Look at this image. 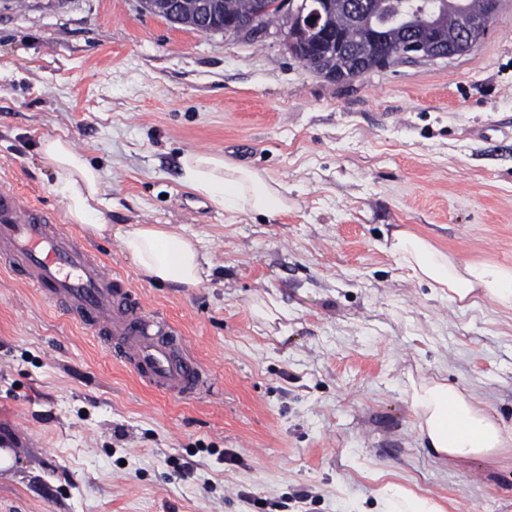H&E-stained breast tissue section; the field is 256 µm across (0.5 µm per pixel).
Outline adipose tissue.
I'll use <instances>...</instances> for the list:
<instances>
[{
  "mask_svg": "<svg viewBox=\"0 0 512 512\" xmlns=\"http://www.w3.org/2000/svg\"><path fill=\"white\" fill-rule=\"evenodd\" d=\"M40 160L56 177L55 191L70 223L98 237L116 235L140 272L154 281L179 288H195L202 283L204 258L197 240L165 224H138L113 231L102 213V173L69 140L43 137ZM184 171L186 186L218 208L273 216L288 207L280 184L269 182L253 169L225 162L218 155L187 154ZM389 251L413 276L447 291L460 306H470L480 297L512 309V266L460 262L425 239L401 230L394 232ZM410 399L420 433L436 456L466 460L512 446V433L504 432L473 396L446 383L431 381L412 386ZM376 500L378 512H446L436 499L394 481L377 488Z\"/></svg>",
  "mask_w": 512,
  "mask_h": 512,
  "instance_id": "obj_1",
  "label": "adipose tissue"
}]
</instances>
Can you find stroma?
Segmentation results:
<instances>
[{"mask_svg": "<svg viewBox=\"0 0 512 512\" xmlns=\"http://www.w3.org/2000/svg\"><path fill=\"white\" fill-rule=\"evenodd\" d=\"M47 134L101 170L113 227L200 240L209 276L173 288L116 237L81 233L182 331L214 394L148 389L0 266V512H374L385 480L449 512H512V447L442 460L410 401L441 381L511 432L512 309L459 307L385 248L400 228L512 266V0L473 53L349 82L306 69L273 27L0 0V171L61 214ZM197 151L283 184L287 212L192 192L182 158Z\"/></svg>", "mask_w": 512, "mask_h": 512, "instance_id": "1", "label": "stroma"}]
</instances>
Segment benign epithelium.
I'll use <instances>...</instances> for the list:
<instances>
[{
    "mask_svg": "<svg viewBox=\"0 0 512 512\" xmlns=\"http://www.w3.org/2000/svg\"><path fill=\"white\" fill-rule=\"evenodd\" d=\"M374 0L360 4L344 0H254L249 14L240 16L226 14L218 0H198L193 28L201 33H224L226 35H252L269 25V14L277 11L285 18V44L292 56L304 66L312 59H323L331 54L347 62L338 70H325L322 77L330 81L354 79L365 74L362 60L365 57L375 62V68L389 67L394 58L448 59L472 52L488 34L499 9V0H486L480 12L463 11L456 15L458 37L452 42L439 39L435 25L431 22L413 27L401 26L402 42L396 53H387L384 38L372 25ZM183 0H153L148 10L171 24L181 23ZM344 10L351 27L361 31L362 39L352 45L347 38L336 35L329 18Z\"/></svg>",
    "mask_w": 512,
    "mask_h": 512,
    "instance_id": "benign-epithelium-1",
    "label": "benign epithelium"
}]
</instances>
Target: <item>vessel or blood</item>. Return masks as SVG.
I'll list each match as a JSON object with an SVG mask.
<instances>
[{
	"mask_svg": "<svg viewBox=\"0 0 512 512\" xmlns=\"http://www.w3.org/2000/svg\"><path fill=\"white\" fill-rule=\"evenodd\" d=\"M0 261L61 316L90 329L145 386L179 397L209 391L211 378L181 331L53 213L2 180Z\"/></svg>",
	"mask_w": 512,
	"mask_h": 512,
	"instance_id": "b4317fda",
	"label": "vessel or blood"
}]
</instances>
